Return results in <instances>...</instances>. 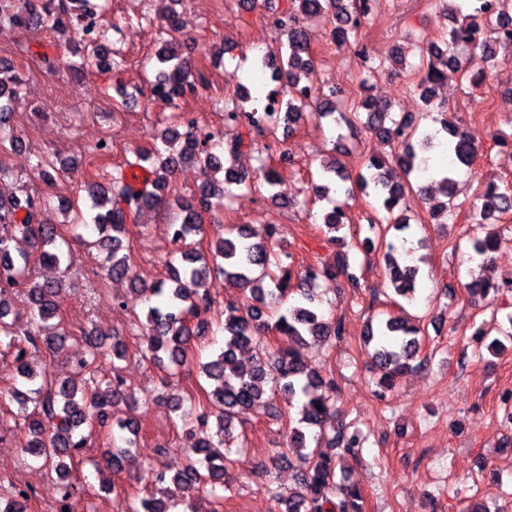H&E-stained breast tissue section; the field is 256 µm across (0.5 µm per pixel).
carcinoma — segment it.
Returning a JSON list of instances; mask_svg holds the SVG:
<instances>
[{"instance_id":"obj_1","label":"carcinoma","mask_w":512,"mask_h":512,"mask_svg":"<svg viewBox=\"0 0 512 512\" xmlns=\"http://www.w3.org/2000/svg\"><path fill=\"white\" fill-rule=\"evenodd\" d=\"M268 21L280 37L285 39L288 60L285 67H273L268 56L258 61L261 68H273L271 79L278 83L267 98L280 100V110L267 111V106L246 109L250 100L246 88L224 107V126L235 131L229 139L224 133L213 132L210 139L224 140V155L220 156L197 139L184 113L178 114L177 125L168 128L161 139L179 140L182 147L176 156L162 157L161 153L133 152L134 159L112 170L111 183H84V191L91 202L90 220L101 236L98 246L105 252L101 263L102 278L122 280L129 273V254L124 252L121 234L126 224L136 220L144 209L175 202L182 212L180 223L171 225L172 256H180L181 266L169 265L174 287L165 288L159 281L150 287L153 295L162 298L158 305L148 307L146 323L141 325L142 353L160 368L182 369L193 364L191 343L205 335L209 327L212 302L207 291L211 276L222 275L234 288L247 293L242 304L227 302L224 306V346L206 361L198 362L200 373L208 386H200L197 395L168 397L166 402L182 422L184 436L183 468L170 473L166 467L151 471L155 483L170 485L169 499L152 497L140 499V507H129V512H171L177 505L187 512H197L192 502L184 497V490L195 488L213 500L221 499L217 490L225 487L224 476L239 459L232 456L233 422L240 410L254 407L268 392H282L292 399L303 398L298 425L288 426L285 451L299 462L298 489L285 495L269 485L267 496L274 503L272 512H365L360 490L345 482L336 481V457L356 455L362 447L361 436L349 430L336 408L335 385L318 369L301 361L293 345L304 337L344 336L342 318L325 317L316 293L323 278H344L356 288L360 282L356 270L346 260L336 265L308 264L294 274L284 264L275 242V225L268 224L257 231L246 226H231L232 237H219L209 243L207 251L196 247V238L204 235L202 215L211 211L214 201H222L231 194V187L253 191L260 186L274 188L280 178L279 166L269 154L270 141L277 139L282 125H296L308 115L316 120L341 118L347 126L355 124L360 113L346 117L338 112L337 92L321 90L320 79L311 60L310 46L300 18L314 17L330 27L332 40L343 45L357 37L363 21L377 6V0H291V4L276 10L270 2ZM450 11L463 17V24L448 35L427 44L426 55L418 65L420 79L413 89L421 91L423 101H431L432 86L444 79L447 71H461L462 60L456 52L460 44L481 50L486 58L496 63L498 56L512 53V17L498 15L485 17L475 9L474 0H448ZM104 8L93 0H4L0 18L19 29L47 26L53 30L72 26V19L82 25L91 17H104ZM178 13L166 15V26L161 28V47L156 53L159 65L151 90L164 92L169 100L177 101L189 91L199 89L197 78L182 59L183 45L174 35L178 27ZM24 86L23 77L5 59H0V147L8 144L18 147L20 140L6 129L13 104ZM357 107L365 110V129L385 141L390 152L365 159L357 174V184L373 195L376 207L366 216L367 235L358 240L366 251L379 247L385 271L396 295L413 301L421 287L420 267L403 252V239L388 236L410 228V219L404 214L411 186L397 179L392 166L405 173L428 170V159L418 155L413 142L423 151L442 148L446 164L434 170L430 189L420 188L422 200L431 211L447 213L454 220L463 204L455 202V188L461 168L469 166L477 151L470 133L448 119H439L440 128L429 131L420 127L422 116L402 113L396 118L392 105L369 95ZM258 153L259 166L251 171L236 166L243 152ZM185 160L196 162L202 183L196 195L190 198L172 197V178L177 165ZM150 166V178H130L129 173ZM38 178L53 185L67 175L42 159L36 163ZM350 175L338 162L321 165L317 178L311 180L314 198L323 200ZM474 216L483 220L498 213H512V191L496 183H489L469 204ZM45 200L28 194L24 199L0 198V224L10 228V235L0 236V348L15 350L17 373L30 388L11 392L16 403L14 421L28 424L31 438L24 445V455L40 463V467L54 471L63 482L61 508L74 512L70 499L74 467L80 451L96 430L107 427L112 420V406L130 397L126 381L118 368L112 369V380L102 382L97 377L99 357L112 355L121 360L126 355L124 341L112 335V344L106 345L100 334L91 331L82 336L84 352L73 360L76 376L58 380L42 365L38 368L26 362L27 349L46 348L52 354L67 352L70 335L60 330L51 336L41 333V323L57 317L55 298L61 293L62 281L56 278L42 283L29 275V267L38 263L68 272L73 264V252L58 242L59 234L52 224L44 223ZM348 217L338 206L323 218L319 228L328 240H341L337 233L347 226ZM23 239L30 243L32 252L12 251L11 242ZM498 247V238L492 232L471 240V248L483 262H491V254ZM471 298L486 299L496 295L501 285L482 279L464 285ZM298 292L300 299L285 312L266 305V296L287 297ZM20 294L27 296L33 318L26 325L9 320L12 301ZM273 338L274 361H256L247 371L236 364V353L251 345L260 346ZM424 341L421 328L407 320L389 317L368 328L366 342L373 346L371 358L383 372L381 382L391 390L398 374L419 359ZM321 408H316V405ZM115 425L128 432L126 447L105 448L101 461L105 468L119 473L134 461L132 448L137 442L138 427L128 417L118 419ZM33 491L26 486L12 484L0 489V512H29Z\"/></svg>"}]
</instances>
